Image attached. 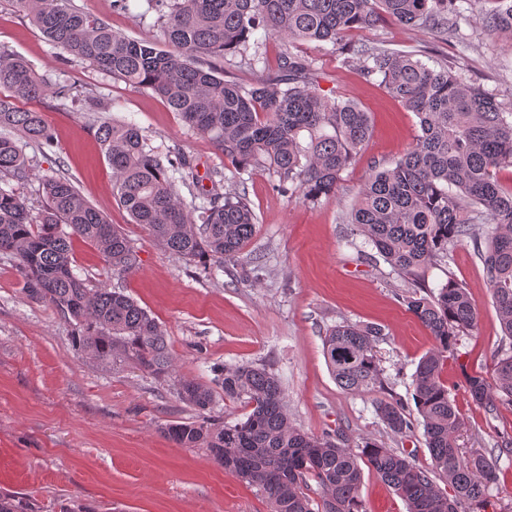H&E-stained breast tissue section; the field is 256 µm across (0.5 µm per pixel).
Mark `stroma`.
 Listing matches in <instances>:
<instances>
[{"mask_svg": "<svg viewBox=\"0 0 512 512\" xmlns=\"http://www.w3.org/2000/svg\"><path fill=\"white\" fill-rule=\"evenodd\" d=\"M132 39L160 37L155 13L145 0L130 11L112 0H74ZM485 0H473L466 21L448 35L431 26L406 29L388 18L349 31L345 48L303 43L284 46L269 39L264 61L251 67L230 58L226 69L249 83L277 74L283 48L308 57L321 90L356 101L368 112L371 134L342 173L334 196L308 203L278 194L268 174L240 172L224 164L211 141L185 128L175 112L151 92L112 79L79 62L63 63L58 50L13 0H0V46L26 58L38 73L90 91L109 118L134 122L165 151L193 155L199 172L219 168L225 188L244 184L256 214L255 232L237 265L208 275L187 265L131 223L112 191L108 164L80 101L46 97L29 102L55 134L51 150L27 148L32 174L21 191L40 202V178L63 171L79 193L109 223L119 225L138 248L139 262L114 277L91 244L74 240L73 267L92 285L121 289L151 312L167 336L177 376L212 384L218 367L263 363L281 379L292 422L304 431L339 439L349 448L372 440L431 464L422 425L393 434L377 417L374 402L411 399L419 360L433 349L428 330L400 297L409 279L392 273L381 258L364 251L361 238L347 235L352 204L373 167H387L411 150L419 129L415 113L365 80L350 46L379 45L442 61L494 95L512 112V34L483 25ZM262 269L253 273L251 260ZM425 283L436 288L453 279L468 289L476 327L448 357L444 377L461 417L458 444L464 457L483 455L498 481L486 512H512V452L498 448L512 435V408L489 413L475 403L466 375L494 376L501 329L475 240L455 246L448 262L429 266ZM375 324L385 336L376 347L381 389H342L325 362L322 342L341 323ZM169 379L139 369L108 370L75 350L72 328L46 304L27 298L13 260L0 255V496L18 500L23 512H268L256 489L220 467L206 448H180L159 431L169 422L197 420ZM364 512H407L406 505L374 471L364 470Z\"/></svg>", "mask_w": 512, "mask_h": 512, "instance_id": "obj_1", "label": "stroma"}]
</instances>
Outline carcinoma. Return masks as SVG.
I'll return each mask as SVG.
<instances>
[{
  "label": "carcinoma",
  "instance_id": "obj_1",
  "mask_svg": "<svg viewBox=\"0 0 512 512\" xmlns=\"http://www.w3.org/2000/svg\"><path fill=\"white\" fill-rule=\"evenodd\" d=\"M48 42L72 62L87 63L114 80L162 99L192 131L207 136L219 155L238 170L266 172L283 196L316 202L329 197L343 170L370 135L367 112L319 88L312 61L283 50L279 74L242 84L228 80L216 59L241 56L260 61L263 41L341 44L344 33L382 16L408 27L432 24L448 33L460 14L458 0H146L157 14L165 48L112 30L104 19L72 0H14ZM485 17L490 31L512 32V0H492ZM361 74L418 118L416 144L389 167L375 169L357 196L348 223L392 271L419 277L448 261L450 250L491 218L483 260L505 344L495 363L494 383L466 375L472 400L494 411L512 406V188L496 172L512 168V120L496 98L448 70L415 55L365 45L352 49ZM70 89L39 75L18 54L0 48V175L28 181L33 158L25 149L51 146L54 137L41 113L19 106ZM84 111L112 167L113 192L131 222L145 227L166 251L212 272L238 262L251 239L256 216L239 186L217 192L224 172L208 174L212 189L197 205L200 177L192 156L150 145L132 122L107 121L95 96L84 95ZM43 202L36 209L23 195L0 187V252L14 259L25 294L49 305L72 326L77 351L105 369L133 364L157 378H172L167 337L158 320L130 296L90 285L75 272L72 238L92 244L115 276L131 272L138 252L121 227L109 223L55 172L40 180ZM188 190L191 201L179 194ZM407 311L431 333L432 351L417 365L413 401L422 419L431 466L376 441L361 451L293 425L281 379L263 365L224 368L216 384L224 397L250 407L233 424L206 415L213 389L184 378L179 400L199 411L190 423H166L161 432L181 448H207L224 470L256 489L269 512H363L362 466L375 471L405 501L408 512H457L458 504L485 512L486 490L495 483L492 463L460 455V418L442 378L448 354L476 325L464 286L448 281L438 293L401 296ZM383 336L375 325L340 323L324 338L323 353L338 385L351 393L381 386L375 347ZM389 430L403 435L413 423L396 398L375 404ZM448 483L444 493L436 478ZM320 495H309V480Z\"/></svg>",
  "mask_w": 512,
  "mask_h": 512
}]
</instances>
